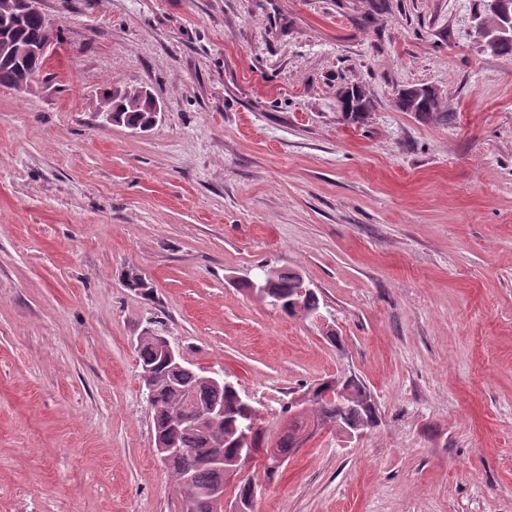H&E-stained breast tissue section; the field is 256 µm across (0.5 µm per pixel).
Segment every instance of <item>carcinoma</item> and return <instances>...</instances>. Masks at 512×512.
<instances>
[{
    "label": "carcinoma",
    "mask_w": 512,
    "mask_h": 512,
    "mask_svg": "<svg viewBox=\"0 0 512 512\" xmlns=\"http://www.w3.org/2000/svg\"><path fill=\"white\" fill-rule=\"evenodd\" d=\"M4 17L13 19L9 38L16 43L34 40L41 33V18L17 14V0H0V19ZM38 74L37 69L16 62L0 44V86L7 88ZM337 98L343 112L354 122L364 119L373 108L370 95L360 86L340 89ZM104 103L106 108L119 113L124 123L142 124L152 112L149 96L142 95L135 87L113 91L104 98ZM395 106L400 112L448 121V113L441 111L438 97L402 90L395 99ZM298 278L295 273L270 269L272 289L277 297L270 299L268 305L289 316L300 314L310 319L320 312V300L297 296ZM138 352L141 369L152 370L155 377V391L149 401L154 413L155 439L171 443L179 451V456L167 466L168 472L176 486L189 481L196 489L191 502L178 498L176 512H217L212 490L224 484V469L214 458L233 457L241 448L240 425L245 406L241 403L240 392L227 379L219 384L201 382L197 370L191 367L178 372L169 370L162 363L151 336L140 337ZM200 405L222 410L224 415L197 426L193 420ZM309 412L342 430L362 429L376 422L374 414L356 407L345 396L339 397L326 383L310 401ZM294 448V434L283 430L277 442L281 461H286Z\"/></svg>",
    "instance_id": "cac0c4a2"
}]
</instances>
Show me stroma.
I'll return each instance as SVG.
<instances>
[{"label": "stroma", "instance_id": "stroma-1", "mask_svg": "<svg viewBox=\"0 0 512 512\" xmlns=\"http://www.w3.org/2000/svg\"><path fill=\"white\" fill-rule=\"evenodd\" d=\"M477 7L43 0L52 61L0 88V512H173L155 326L263 411L344 373L370 391L375 426L296 450L254 512H512V58ZM411 85L447 121L396 111ZM141 86L154 128L96 117ZM267 264L335 338L244 289ZM474 29L484 49L492 52L498 43L512 38V16L499 11L494 20L478 23ZM494 54L512 56V39L500 43ZM337 98L343 112L353 122L364 119L373 108L370 95L361 86L341 88Z\"/></svg>", "mask_w": 512, "mask_h": 512}]
</instances>
